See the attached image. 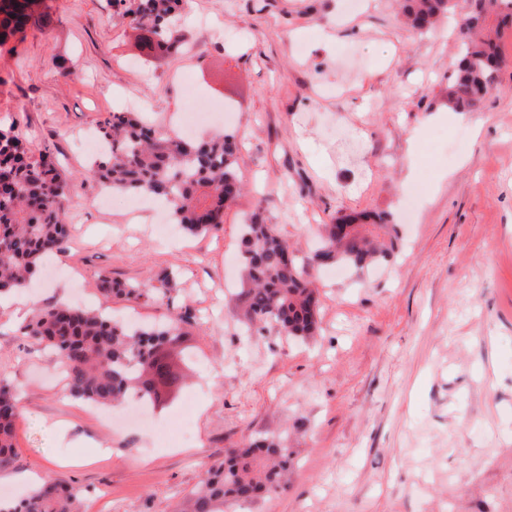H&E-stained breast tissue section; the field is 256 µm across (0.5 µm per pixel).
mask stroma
Returning <instances> with one entry per match:
<instances>
[{
    "label": "stroma",
    "mask_w": 512,
    "mask_h": 512,
    "mask_svg": "<svg viewBox=\"0 0 512 512\" xmlns=\"http://www.w3.org/2000/svg\"><path fill=\"white\" fill-rule=\"evenodd\" d=\"M362 2L187 0L183 50L150 56L118 0H45L43 22L0 46V128L51 150L73 182L67 253L44 259L24 303L0 298V379L19 390L0 492L53 478L78 488L81 512H172L226 449L279 430L287 489L230 512H512V30L495 90L452 112L453 21L421 36L396 0ZM137 100L169 132L182 112L214 109L198 137H241L244 190L221 232L158 237V200L95 206L81 177L92 155L73 134ZM258 209L302 257L350 212L399 218L402 246L360 277L312 269L315 340L248 336L232 297L241 226ZM165 269L178 273L166 307L112 298L99 281L154 288ZM75 283L83 306L122 321L193 310L179 366L197 401L189 447L109 427L105 408L68 396L59 357L21 341Z\"/></svg>",
    "instance_id": "stroma-1"
}]
</instances>
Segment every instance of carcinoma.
Here are the masks:
<instances>
[{
	"mask_svg": "<svg viewBox=\"0 0 512 512\" xmlns=\"http://www.w3.org/2000/svg\"><path fill=\"white\" fill-rule=\"evenodd\" d=\"M124 15L142 32L150 50L169 52L181 46L177 25L186 0H120ZM402 12L419 33L430 31L447 14L465 34L448 83L446 102L456 112H472L495 89L501 58L492 30L512 27V0H485L458 9L457 0H401ZM40 8V0H0V44L23 30ZM99 138L109 150L93 160L85 182L90 188L147 194L170 205L173 223L187 233L216 232L224 210L239 196L240 142L232 132L208 139L172 137L132 112H114L100 122ZM71 179L49 150L33 155L13 129L0 131V293L19 291L48 251L63 254L69 229L66 207ZM400 237L389 214L347 215L322 226L321 243L308 259L317 266L342 265L360 275L388 262ZM241 254L246 287L235 297V317L252 330L274 329L306 340L317 335L320 295L306 278L305 264L288 238L265 223L256 210L242 227ZM172 275L150 293L140 284L103 280L118 299L151 298L169 304ZM196 319L186 308L162 324L130 325L101 312L69 306L44 310L24 327L23 335L55 352L66 368L71 397L99 406L122 403L136 394L151 408L169 403L171 389L183 384L171 360L183 325ZM18 392L0 380V471L15 463ZM292 468L287 441L271 434L249 439L211 465L172 512H225L232 503H252L283 490ZM0 512H80L78 494L57 482L44 483L17 501L0 500Z\"/></svg>",
	"mask_w": 512,
	"mask_h": 512,
	"instance_id": "1",
	"label": "carcinoma"
}]
</instances>
